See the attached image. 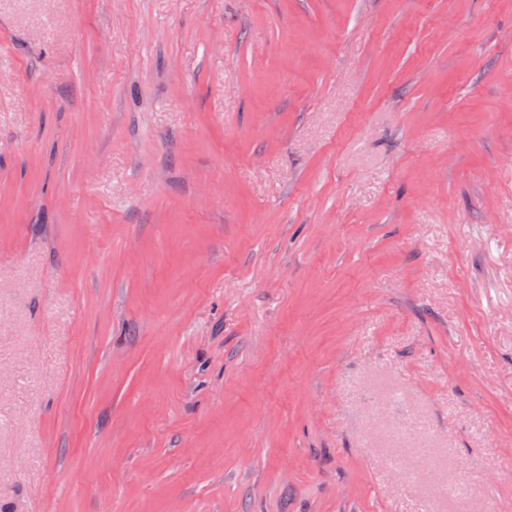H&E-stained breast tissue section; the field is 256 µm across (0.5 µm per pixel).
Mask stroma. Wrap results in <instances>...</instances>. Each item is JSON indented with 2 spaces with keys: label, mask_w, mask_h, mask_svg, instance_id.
I'll use <instances>...</instances> for the list:
<instances>
[{
  "label": "stroma",
  "mask_w": 512,
  "mask_h": 512,
  "mask_svg": "<svg viewBox=\"0 0 512 512\" xmlns=\"http://www.w3.org/2000/svg\"><path fill=\"white\" fill-rule=\"evenodd\" d=\"M0 512H512V0H0Z\"/></svg>",
  "instance_id": "35a3bbf8"
}]
</instances>
